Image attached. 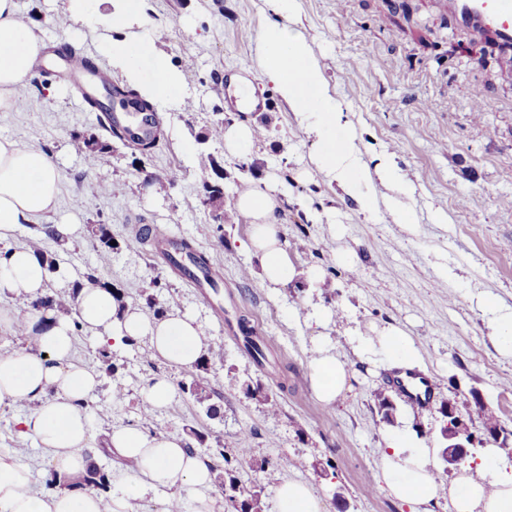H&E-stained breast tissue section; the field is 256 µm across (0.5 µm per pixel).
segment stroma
Listing matches in <instances>:
<instances>
[{"mask_svg":"<svg viewBox=\"0 0 512 512\" xmlns=\"http://www.w3.org/2000/svg\"><path fill=\"white\" fill-rule=\"evenodd\" d=\"M18 4L39 38L74 45L106 68L125 39L99 23L100 0H85L79 21L71 0ZM145 6L167 37L143 35L141 79H152L159 53L184 75L175 92L153 102L160 127L155 149L143 153L110 139L79 93L46 68L36 69L27 97L0 112V138L42 149L59 170L51 221L78 230L64 248L44 237L57 265L78 278L96 269L100 283L120 289L126 301L152 298L203 326L213 363L207 401L179 391L185 370L160 360L146 364L147 345L114 349L118 370L103 376L86 406L95 443L112 428L142 422L165 435L199 432L205 441L197 453L220 444L230 455L248 432L251 456L235 463L233 474L260 490L263 512H274L280 478L309 484L326 512H410L378 486L388 438L410 433L419 445L441 447L439 408L448 401L466 415L482 400L512 429V357L494 344L486 309L490 302L512 308V54L462 28L440 0H294L286 20L266 0H145ZM280 20L322 54L326 87L341 114L331 135L357 149L360 171L351 190L317 169L308 116L291 111L272 84H258L273 109L257 116L270 134L251 155L228 156L223 141L208 136L213 124L235 118L225 105V72L258 75V30ZM389 101L394 110L386 109ZM85 136L112 142L106 177L113 193L98 190L103 176L87 162ZM202 151L224 174L225 206L248 182L276 183L286 196L281 222L298 272L291 284L264 285L256 257L243 246L247 220L218 227L211 210L197 203ZM385 160L400 181L379 188L375 209H364L363 172ZM390 207L399 220L388 217ZM95 224L110 225L116 242L105 264L90 232ZM144 224L169 225L175 237L219 262L224 316L140 241ZM311 268L320 271L321 287L305 281ZM242 317L264 340L269 365H256L246 352L234 328ZM390 323L413 338L436 387L426 407L406 403L389 385L388 369L352 349V336ZM316 335L327 337L350 372L348 391L331 407L317 401L307 377ZM155 376L167 377L176 391L145 422L143 390ZM247 382L272 394L279 413L248 398ZM380 392L396 406L392 421L378 410ZM212 404L220 415L207 414ZM27 411L24 404L0 406V455L29 464L40 485L51 466L39 441L17 432Z\"/></svg>","mask_w":512,"mask_h":512,"instance_id":"stroma-1","label":"stroma"}]
</instances>
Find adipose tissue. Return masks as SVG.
Instances as JSON below:
<instances>
[{"label": "adipose tissue", "instance_id": "adipose-tissue-1", "mask_svg": "<svg viewBox=\"0 0 512 512\" xmlns=\"http://www.w3.org/2000/svg\"><path fill=\"white\" fill-rule=\"evenodd\" d=\"M44 50L17 0H0V112L9 111L11 100L30 87ZM257 55L262 77L288 107L314 116L309 132L316 139V163L341 188H350L358 158L354 145L339 148L327 136L339 114L326 90L314 44L286 25L268 23L259 31ZM59 187V171L45 151L0 139V242L8 240L16 226L41 223L54 212ZM283 205L273 190L251 184L238 192L233 204L234 211L249 220L248 249L260 263L263 283L271 288L297 276L282 237ZM54 278L65 281L69 275L49 270L32 246L0 254V292L32 302L45 294ZM75 310L70 316L32 306L0 308V328L23 332L27 339L23 346L0 352V406L29 405V412L17 422L19 433L40 441L58 475L80 479L104 448L116 453L124 467L107 496L95 489L68 487L38 492L32 488L27 465L0 455V512H134V500L166 489L199 493L198 512H213L204 493L212 487L215 473L183 437L155 435L129 425L108 432L104 446L94 444L86 402L99 386L101 372L98 366L74 361V328L79 325L103 345L144 342L153 358L192 369L205 348L197 318L175 308L160 316L133 304L121 310L111 288L89 283L78 285ZM350 342L361 357L377 358L386 367L419 363L412 337L392 324L371 336L351 337ZM307 374L315 397L324 405H333L347 390L346 365L322 337L314 339ZM432 455V449L414 447L401 438L381 452L385 487L411 512L444 497L452 512H512V473L494 475L481 466L463 470L448 484L436 476ZM274 500L276 512H324L322 499L307 484L291 479L276 484Z\"/></svg>", "mask_w": 512, "mask_h": 512}]
</instances>
